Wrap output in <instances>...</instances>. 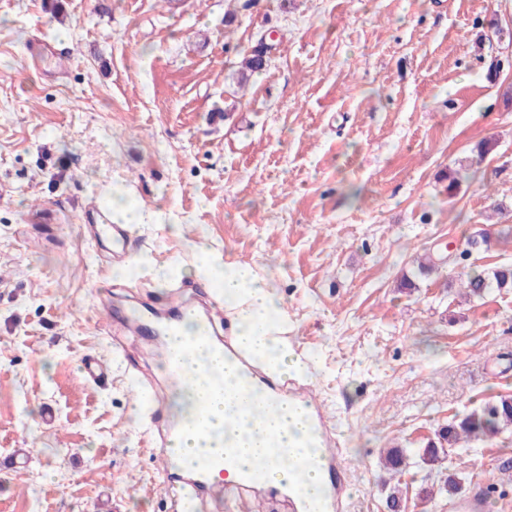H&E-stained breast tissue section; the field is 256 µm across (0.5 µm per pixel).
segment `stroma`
I'll list each match as a JSON object with an SVG mask.
<instances>
[{"label":"stroma","mask_w":512,"mask_h":512,"mask_svg":"<svg viewBox=\"0 0 512 512\" xmlns=\"http://www.w3.org/2000/svg\"><path fill=\"white\" fill-rule=\"evenodd\" d=\"M116 188L166 215L137 227L142 265L122 277L80 230ZM489 225H512V0H0V512H165L138 382L161 366L144 349L129 371L97 287L120 312L160 300L195 243L276 284L317 364L348 512H388L394 491L404 512H448L450 474L512 512V433L439 470L416 456L512 394V292L459 288L512 263V238L467 251ZM87 356L107 381H77ZM390 448L408 455L395 475Z\"/></svg>","instance_id":"stroma-1"}]
</instances>
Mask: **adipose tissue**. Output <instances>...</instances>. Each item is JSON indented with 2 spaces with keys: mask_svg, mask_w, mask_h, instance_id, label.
<instances>
[{
  "mask_svg": "<svg viewBox=\"0 0 512 512\" xmlns=\"http://www.w3.org/2000/svg\"><path fill=\"white\" fill-rule=\"evenodd\" d=\"M202 254L194 275L223 293L236 339L271 373L286 379L308 377V362L281 337L288 309L274 283L260 277L254 264L223 261L220 253L207 248ZM238 379V373L225 371L224 398L210 409V434L179 438L178 461L222 455L224 463L211 470L210 479L236 483L253 469L256 459L267 457L273 462L268 476L272 485L287 493L320 496L319 476L305 462L315 445L312 429L287 404L265 408L258 396L249 412L233 411L232 399L241 389Z\"/></svg>",
  "mask_w": 512,
  "mask_h": 512,
  "instance_id": "1",
  "label": "adipose tissue"
}]
</instances>
